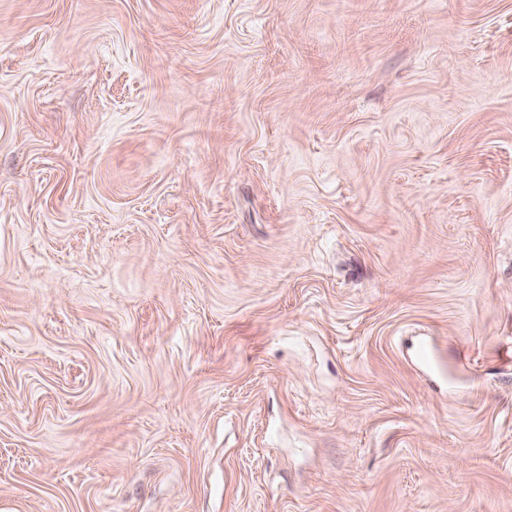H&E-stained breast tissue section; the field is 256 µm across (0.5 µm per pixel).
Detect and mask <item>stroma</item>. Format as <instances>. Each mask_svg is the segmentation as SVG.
Returning <instances> with one entry per match:
<instances>
[{
    "label": "stroma",
    "instance_id": "35a3bbf8",
    "mask_svg": "<svg viewBox=\"0 0 512 512\" xmlns=\"http://www.w3.org/2000/svg\"><path fill=\"white\" fill-rule=\"evenodd\" d=\"M0 512H512V0H0Z\"/></svg>",
    "mask_w": 512,
    "mask_h": 512
}]
</instances>
